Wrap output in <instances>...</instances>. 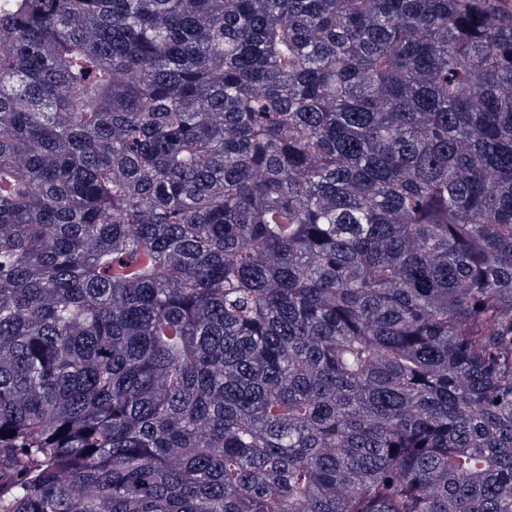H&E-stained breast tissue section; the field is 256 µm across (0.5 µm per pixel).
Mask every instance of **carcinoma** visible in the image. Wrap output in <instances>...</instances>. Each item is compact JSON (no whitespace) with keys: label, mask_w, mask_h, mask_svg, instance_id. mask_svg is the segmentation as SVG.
Listing matches in <instances>:
<instances>
[{"label":"carcinoma","mask_w":512,"mask_h":512,"mask_svg":"<svg viewBox=\"0 0 512 512\" xmlns=\"http://www.w3.org/2000/svg\"><path fill=\"white\" fill-rule=\"evenodd\" d=\"M0 512H512V0H0Z\"/></svg>","instance_id":"1"}]
</instances>
